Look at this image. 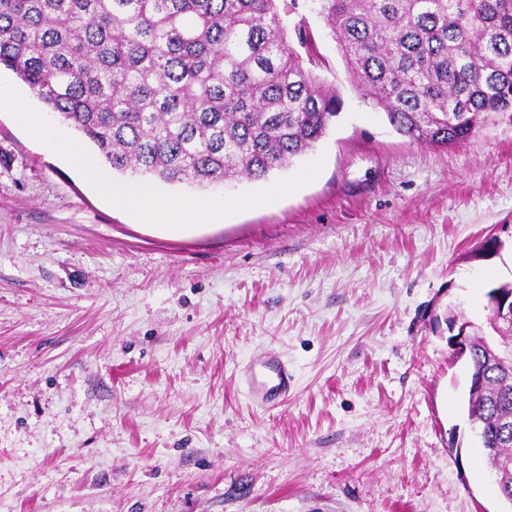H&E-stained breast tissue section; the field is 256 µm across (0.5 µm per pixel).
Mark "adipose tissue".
Returning <instances> with one entry per match:
<instances>
[{"label":"adipose tissue","mask_w":512,"mask_h":512,"mask_svg":"<svg viewBox=\"0 0 512 512\" xmlns=\"http://www.w3.org/2000/svg\"><path fill=\"white\" fill-rule=\"evenodd\" d=\"M0 112L17 114L21 121L33 126L37 136L50 149L64 154L79 172L102 189L113 202L134 215L165 224L172 234H179L185 223L209 220L224 209V203L220 200L189 202L178 198L162 199L148 184L132 185L113 181L108 170L79 144L62 138L53 125L37 120L33 113L28 112L17 96L10 77L2 73Z\"/></svg>","instance_id":"adipose-tissue-1"}]
</instances>
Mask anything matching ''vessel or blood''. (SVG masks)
<instances>
[{
    "label": "vessel or blood",
    "mask_w": 512,
    "mask_h": 512,
    "mask_svg": "<svg viewBox=\"0 0 512 512\" xmlns=\"http://www.w3.org/2000/svg\"><path fill=\"white\" fill-rule=\"evenodd\" d=\"M248 397L257 405L284 401L294 387V375L276 350H268L242 373Z\"/></svg>",
    "instance_id": "obj_1"
}]
</instances>
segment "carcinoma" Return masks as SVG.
Listing matches in <instances>:
<instances>
[{
    "instance_id": "obj_1",
    "label": "carcinoma",
    "mask_w": 512,
    "mask_h": 512,
    "mask_svg": "<svg viewBox=\"0 0 512 512\" xmlns=\"http://www.w3.org/2000/svg\"><path fill=\"white\" fill-rule=\"evenodd\" d=\"M286 0H0V67L110 167L168 183L264 179L342 109L288 45ZM349 82L394 130L467 140L512 121V0H312ZM468 389L485 462L512 503V370L485 348ZM509 430H502V422Z\"/></svg>"
}]
</instances>
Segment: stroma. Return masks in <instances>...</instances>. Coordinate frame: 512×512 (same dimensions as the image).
<instances>
[{"mask_svg": "<svg viewBox=\"0 0 512 512\" xmlns=\"http://www.w3.org/2000/svg\"><path fill=\"white\" fill-rule=\"evenodd\" d=\"M284 21L340 115L267 178L154 181L225 202L175 237L0 112V512H505L448 314L512 280V121L413 141L309 0ZM270 349L296 387L262 408ZM248 397L257 405L268 406L288 398L294 375L276 350H268L251 362L242 373Z\"/></svg>", "mask_w": 512, "mask_h": 512, "instance_id": "stroma-1", "label": "stroma"}]
</instances>
